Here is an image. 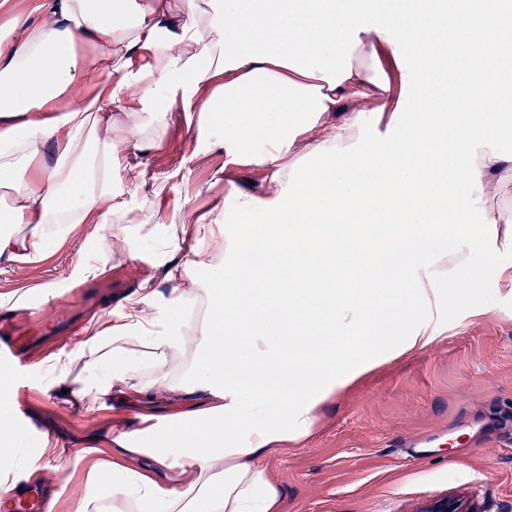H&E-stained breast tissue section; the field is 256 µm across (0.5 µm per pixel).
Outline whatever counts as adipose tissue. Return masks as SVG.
I'll use <instances>...</instances> for the list:
<instances>
[{"mask_svg":"<svg viewBox=\"0 0 512 512\" xmlns=\"http://www.w3.org/2000/svg\"><path fill=\"white\" fill-rule=\"evenodd\" d=\"M50 19L0 32V260L47 253L87 222L126 241L112 196L121 160L166 126L165 95L224 129L228 163L266 168L263 198L229 196L188 249L161 251V314L128 303L92 323L88 364L130 375L129 453L191 481L99 465L72 512H277L261 460L300 441L320 409L387 358L424 348L432 297L473 303V281L512 290V0H184L179 32L142 0H44ZM210 87L199 100L200 86ZM398 87L384 127L346 119L287 156L339 100L371 106ZM127 105L113 132L108 104ZM445 238L448 248L432 242ZM11 377L0 371V466L16 459ZM174 408L155 416L154 396Z\"/></svg>","mask_w":512,"mask_h":512,"instance_id":"1","label":"adipose tissue"}]
</instances>
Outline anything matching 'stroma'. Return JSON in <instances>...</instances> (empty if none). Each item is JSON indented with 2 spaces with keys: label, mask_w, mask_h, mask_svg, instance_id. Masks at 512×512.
<instances>
[{
  "label": "stroma",
  "mask_w": 512,
  "mask_h": 512,
  "mask_svg": "<svg viewBox=\"0 0 512 512\" xmlns=\"http://www.w3.org/2000/svg\"><path fill=\"white\" fill-rule=\"evenodd\" d=\"M39 4L0 0V27L12 42L48 21ZM168 108L162 138L129 152L131 173L114 185L133 220L127 245L107 251L111 227L82 224L51 255L0 266V337L33 349L31 359L6 364L21 445L13 494L36 481L47 488L50 512H72L100 463L146 465L120 454L116 439L132 428L134 412L111 367L86 365L89 323L110 321L127 298L149 291L145 309L160 313L157 297L169 284L156 251L180 243V225L223 214L230 191L262 197L270 188L269 171L226 163L223 129H198L180 100ZM472 298L491 314L431 309L428 346L385 360L323 406L309 438L265 454L263 467L281 487L279 512H422L448 497L474 512H512V293L485 278ZM65 366L91 384L110 380V406L76 403L63 390ZM423 433L439 439L426 456H407L402 441Z\"/></svg>",
  "instance_id": "1"
}]
</instances>
